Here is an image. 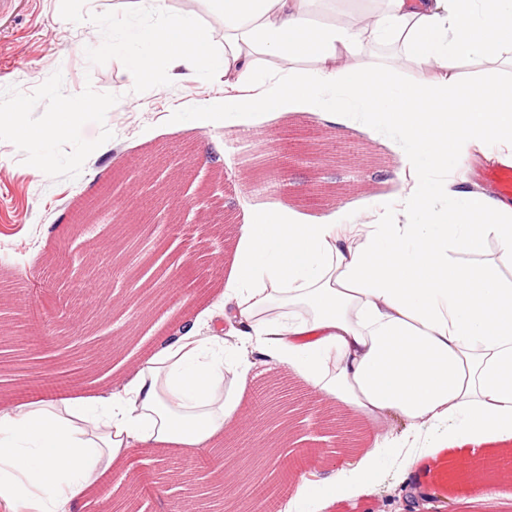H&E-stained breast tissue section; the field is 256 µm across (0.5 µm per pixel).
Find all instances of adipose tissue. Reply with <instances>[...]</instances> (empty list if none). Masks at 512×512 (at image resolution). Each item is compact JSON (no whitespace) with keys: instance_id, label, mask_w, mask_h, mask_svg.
<instances>
[{"instance_id":"ef3b65f1","label":"adipose tissue","mask_w":512,"mask_h":512,"mask_svg":"<svg viewBox=\"0 0 512 512\" xmlns=\"http://www.w3.org/2000/svg\"><path fill=\"white\" fill-rule=\"evenodd\" d=\"M190 2L175 13L168 0H132L113 45L131 49L133 84L163 72L250 87L191 105L198 128L303 111L395 133L404 192L345 224L281 206L252 213L206 311L227 329L204 336L191 324L95 395L0 408V503L81 512L101 477L130 469L132 452L159 461L221 445L244 421L260 363L292 367L320 402L364 422L405 424L398 437L375 433L356 468L299 477L289 512L372 482L381 450L413 447L441 425L458 447L511 439L512 205L467 189L463 172L482 147L512 164V0ZM107 109L86 98L40 126L1 112L0 126L43 141Z\"/></svg>"}]
</instances>
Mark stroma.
<instances>
[{"instance_id":"35a3bbf8","label":"stroma","mask_w":512,"mask_h":512,"mask_svg":"<svg viewBox=\"0 0 512 512\" xmlns=\"http://www.w3.org/2000/svg\"><path fill=\"white\" fill-rule=\"evenodd\" d=\"M117 2L8 0L0 7V111L20 109L21 120L39 125L63 100L94 97L111 106L40 145L0 129V281L22 285L17 293L0 294V304L22 310L27 356L45 377L70 372L87 356L100 360L108 350L115 365L111 380L120 382L135 359V344L147 340L156 349L164 342L154 334L152 317L164 288H139L146 270L162 266L180 279L198 277L205 294L173 321L171 332L179 334L214 302L239 227L252 211L284 205L310 222L332 211L344 219L402 190L394 175L396 139L311 112L198 129L187 123L186 106L223 94V83L202 77L132 88L128 54L112 46L113 28L124 20ZM118 172L123 179L116 191L127 204L86 238L71 220V204L95 196ZM142 196L157 201L170 221L141 217ZM68 252L81 254L85 265H108L122 274L115 288L77 277L76 290H91L102 306L77 349L67 334L44 341L42 329L50 310L63 309L65 294L42 267ZM251 381L287 398L298 474L318 472L324 462L355 467L357 449L376 430L397 436L404 429L398 420L366 426L345 413L319 423L315 396L284 365H259ZM464 456L483 464L487 480L461 473L456 461ZM511 456L512 440L389 455L373 483H349L324 512H404L410 483L434 497L440 512H512V501L498 496L500 482L512 481V471L501 466ZM175 494L153 465L139 464L112 497L141 498V512H173Z\"/></svg>"}]
</instances>
